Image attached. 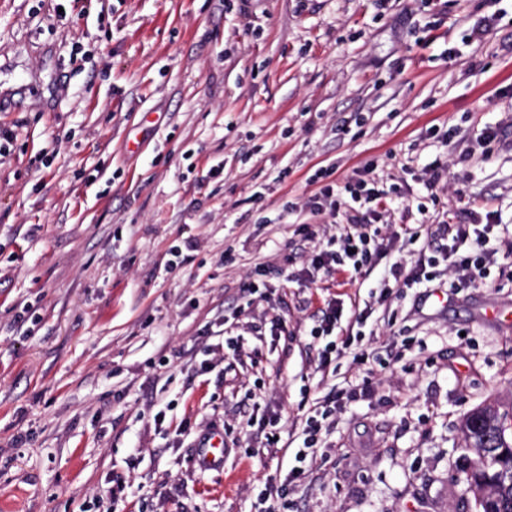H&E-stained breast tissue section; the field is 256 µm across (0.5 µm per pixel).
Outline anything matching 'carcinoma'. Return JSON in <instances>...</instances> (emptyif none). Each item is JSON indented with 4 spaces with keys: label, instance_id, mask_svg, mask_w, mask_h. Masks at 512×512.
<instances>
[{
    "label": "carcinoma",
    "instance_id": "carcinoma-1",
    "mask_svg": "<svg viewBox=\"0 0 512 512\" xmlns=\"http://www.w3.org/2000/svg\"><path fill=\"white\" fill-rule=\"evenodd\" d=\"M503 424L504 415L497 407L482 405L470 412L460 426L465 446L457 452L464 459L472 455L477 462L472 479L463 481L466 491L473 495L475 512H487L485 503L492 497L496 499L495 512H512V483L509 480L499 485L480 484L485 476L501 468L502 449L512 448V440L505 437L501 428Z\"/></svg>",
    "mask_w": 512,
    "mask_h": 512
}]
</instances>
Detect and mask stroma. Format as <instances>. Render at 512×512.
Wrapping results in <instances>:
<instances>
[{
	"instance_id": "obj_1",
	"label": "stroma",
	"mask_w": 512,
	"mask_h": 512,
	"mask_svg": "<svg viewBox=\"0 0 512 512\" xmlns=\"http://www.w3.org/2000/svg\"><path fill=\"white\" fill-rule=\"evenodd\" d=\"M487 126L504 137L485 157ZM0 128V512H106L116 478L124 512H256L266 483L287 486L283 512H474L460 424L512 409V260L474 287L442 260L394 283L335 378L309 332L331 298L351 320L414 264L426 240L393 233L435 223L431 171L449 210L490 200L512 240V0H0ZM326 166L402 191L378 208L386 254L312 284L346 223L306 207ZM259 263L265 289L243 292ZM236 309L237 360L204 333ZM349 381L287 485L241 426L275 413L289 432L304 395ZM211 424L224 465L203 470Z\"/></svg>"
}]
</instances>
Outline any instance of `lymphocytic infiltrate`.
Masks as SVG:
<instances>
[{
  "instance_id": "f902f5d3",
  "label": "lymphocytic infiltrate",
  "mask_w": 512,
  "mask_h": 512,
  "mask_svg": "<svg viewBox=\"0 0 512 512\" xmlns=\"http://www.w3.org/2000/svg\"><path fill=\"white\" fill-rule=\"evenodd\" d=\"M331 174L328 168L316 173L317 187L309 199V205L317 213L321 210L322 201H329L331 207L344 209L347 223L340 236L329 239L325 248L313 257L311 267L316 272L330 273L346 268L359 274L371 266L374 256L383 248L372 220L387 192L379 188L372 178L351 179L339 185L332 181ZM493 228L494 212L485 204L462 208L451 221L421 227L402 225V235L413 240L426 238L434 249L433 255L420 256L415 266L410 268L401 262H394L388 276L381 278L376 291L370 292V305L365 306L352 325L341 326V310L335 302H328L318 325L310 331L313 338L323 342L318 350L319 370L329 371L343 356L345 349L362 340L363 328L374 305L384 304L390 294L391 280L405 278L419 281L425 277L427 267L434 265L436 257L440 256L458 274L463 286L476 285L482 279L487 263L493 261L501 250L512 252V243H500ZM342 398L339 392L324 396L303 416L298 431L289 433L288 440L294 445L289 481L299 480L310 468L322 444V432L334 421Z\"/></svg>"
}]
</instances>
